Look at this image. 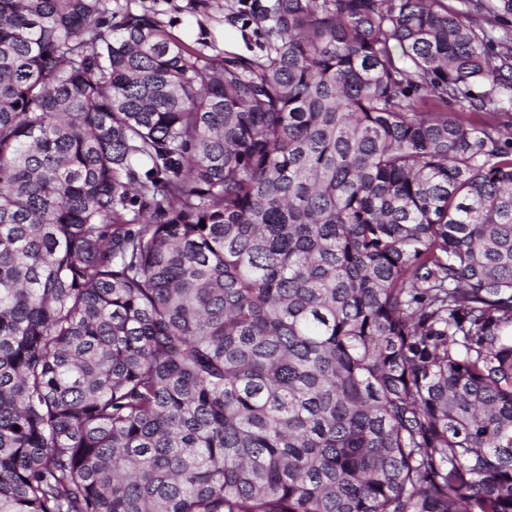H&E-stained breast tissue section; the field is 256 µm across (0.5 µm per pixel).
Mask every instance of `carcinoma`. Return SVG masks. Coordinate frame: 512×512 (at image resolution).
Masks as SVG:
<instances>
[{"label":"carcinoma","mask_w":512,"mask_h":512,"mask_svg":"<svg viewBox=\"0 0 512 512\" xmlns=\"http://www.w3.org/2000/svg\"><path fill=\"white\" fill-rule=\"evenodd\" d=\"M249 15L0 0V512H512V46ZM206 1L208 8L200 7V0H136L135 6L153 10L172 35L207 53L214 45L231 55L258 54L260 40L235 17L240 10L238 0Z\"/></svg>","instance_id":"1"}]
</instances>
